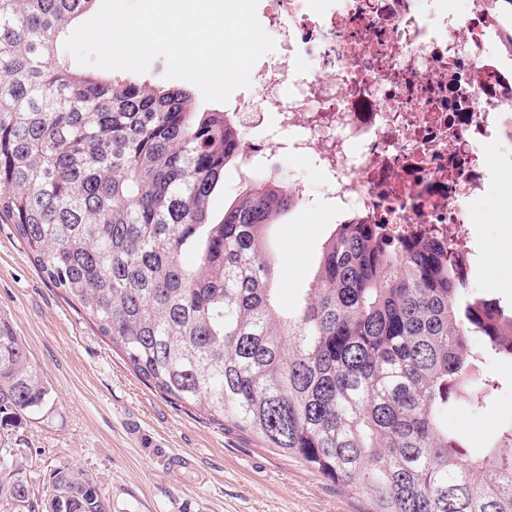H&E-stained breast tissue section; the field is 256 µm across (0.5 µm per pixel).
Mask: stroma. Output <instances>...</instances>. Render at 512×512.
<instances>
[{
  "mask_svg": "<svg viewBox=\"0 0 512 512\" xmlns=\"http://www.w3.org/2000/svg\"><path fill=\"white\" fill-rule=\"evenodd\" d=\"M511 196L512 181L500 174L468 204L471 244L480 255L468 282L508 312L512 288L499 287L500 272L484 256L501 244L490 219ZM335 224V213L310 206L272 227L285 308L303 299ZM295 254L300 263L292 270ZM0 316L52 388L49 403L20 431L25 443L18 457L35 495L44 494L52 471L65 466L93 479L112 512H369V500L351 487L148 387L121 351L42 277L13 225L1 223ZM489 368L501 386L485 408L454 407L445 416L475 454L512 428V361L494 359Z\"/></svg>",
  "mask_w": 512,
  "mask_h": 512,
  "instance_id": "stroma-1",
  "label": "stroma"
}]
</instances>
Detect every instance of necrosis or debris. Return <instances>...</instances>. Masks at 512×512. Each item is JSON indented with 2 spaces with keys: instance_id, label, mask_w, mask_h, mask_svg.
I'll return each instance as SVG.
<instances>
[{
  "instance_id": "obj_1",
  "label": "necrosis or debris",
  "mask_w": 512,
  "mask_h": 512,
  "mask_svg": "<svg viewBox=\"0 0 512 512\" xmlns=\"http://www.w3.org/2000/svg\"><path fill=\"white\" fill-rule=\"evenodd\" d=\"M284 53L253 75L259 110L294 132L339 221L405 234L433 224L470 247L468 202L489 178L488 147L512 137V30L495 0H268ZM294 90L283 94L287 76ZM281 144L247 140L240 175L274 174Z\"/></svg>"
}]
</instances>
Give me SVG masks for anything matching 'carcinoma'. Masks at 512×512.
<instances>
[{
  "mask_svg": "<svg viewBox=\"0 0 512 512\" xmlns=\"http://www.w3.org/2000/svg\"><path fill=\"white\" fill-rule=\"evenodd\" d=\"M94 3L0 0V222L40 273L164 397L372 512H512V429L475 456L443 422L498 390L486 359L512 358V314L472 294L435 230L382 224L335 225L304 302L282 314L268 231L294 193L259 171L212 220L240 163L236 116L184 87L73 69L59 46ZM51 397L0 318V505L111 512L69 468L40 499L23 476L17 432ZM239 178L237 167L229 165L224 170V191L215 193L209 202V208L213 215L220 216L225 206L229 205L238 192Z\"/></svg>",
  "mask_w": 512,
  "mask_h": 512,
  "instance_id": "carcinoma-1",
  "label": "carcinoma"
}]
</instances>
